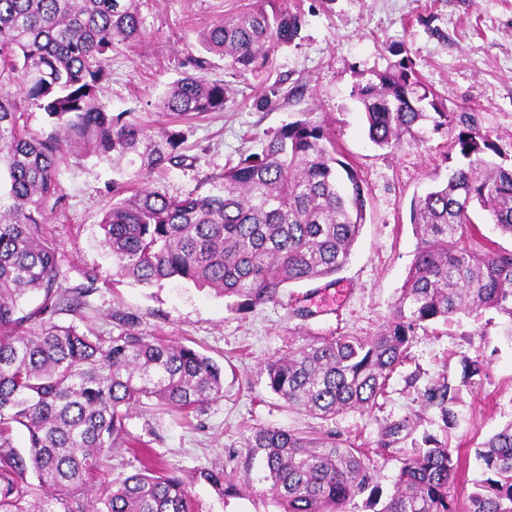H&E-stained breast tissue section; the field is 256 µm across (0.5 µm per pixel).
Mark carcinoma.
<instances>
[{
  "label": "carcinoma",
  "mask_w": 512,
  "mask_h": 512,
  "mask_svg": "<svg viewBox=\"0 0 512 512\" xmlns=\"http://www.w3.org/2000/svg\"><path fill=\"white\" fill-rule=\"evenodd\" d=\"M139 0H0V512H196L190 486L208 483L221 497L241 493L237 469L214 466L193 478L147 467L124 479L105 474L112 449L144 447L126 428L129 412L155 406L190 412L223 396V369L196 349L125 325L113 334L79 331L61 314L81 316L94 278L64 288L57 244L45 209L57 196L67 154H140L151 173L182 165L183 132L165 129L155 143L146 128L112 114L102 99L108 54L141 34ZM296 12L262 6L228 15L203 33V46L235 71L256 75L301 29ZM18 90H7L10 85ZM370 141L392 148L419 137L433 120L450 131L448 155L464 160L444 184L415 198L419 242L391 318L369 336H310L266 364L267 386L288 405L321 420L349 409L380 408L392 374L410 359L417 331L466 313L490 310L512 326V251L468 245L472 219L485 213L512 238V167L470 112H444L401 60L376 80L354 87ZM224 83L191 74L177 80L162 105L193 116L224 111ZM45 114L50 131L27 124ZM144 151H139L140 146ZM219 191L169 196L112 186L116 201L99 228L115 275L153 286L174 278L234 299L239 310L278 300L291 284L327 279L348 264L366 222L358 170L338 158L322 123L310 117L267 135L261 152L224 168ZM29 292L41 302L25 312ZM484 371L476 356L462 377ZM447 383L424 397L439 407L445 435L405 458L380 512H460L451 492L457 461L448 448ZM26 451L11 442L14 425ZM485 470L466 512H512V422L477 451ZM260 460L264 494L280 512H346L354 498L379 488L369 457L351 439L320 429L261 427L246 444L245 470ZM33 473L37 483L28 482Z\"/></svg>",
  "instance_id": "cac0c4a2"
}]
</instances>
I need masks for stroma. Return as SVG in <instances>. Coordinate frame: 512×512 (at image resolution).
Returning a JSON list of instances; mask_svg holds the SVG:
<instances>
[{"mask_svg": "<svg viewBox=\"0 0 512 512\" xmlns=\"http://www.w3.org/2000/svg\"><path fill=\"white\" fill-rule=\"evenodd\" d=\"M262 2L140 0L142 33L110 52L103 100L152 134L183 130L182 151L194 163L148 176L136 155H70L59 166L62 204L46 211L62 286L95 278L80 330L118 331L116 318L123 315L138 333L191 346L223 367V397L188 417L138 408L126 421L132 436L149 442L156 460L188 477L230 465L231 453L244 452L254 429L314 426V419L266 385V362L289 342L307 333L370 334L391 314L418 244L411 202L447 180L448 131L428 121L417 142L376 147L353 95L357 83L410 59L449 111L464 107L476 115L500 150L498 163L512 166V0H270L301 13L303 23L292 43L275 49L262 74L232 70L222 56L206 52L200 36L215 21ZM199 59L204 67H196ZM185 73L223 81V111L191 119L162 111L170 84ZM305 112L324 121L341 159L364 181L366 222L349 264L336 276L345 291L338 310L322 305L321 280L284 289L278 302L238 311L190 282L147 287L116 276L99 229L113 202V184L183 194L218 178L240 154L260 151L267 133ZM503 322L494 312L478 319L459 314L418 331L413 359L393 373L382 408L349 410L327 422V429L363 444L381 496L392 493L403 459L422 447L424 437L443 432L439 408L423 394L445 381L453 414L448 445L459 456L453 493L459 508L468 507L482 473L477 449L512 422V337ZM475 356L484 359L485 373L463 381L461 361ZM262 488L254 479L240 495L223 498L195 481L191 491L199 512H279Z\"/></svg>", "mask_w": 512, "mask_h": 512, "instance_id": "obj_1", "label": "stroma"}]
</instances>
